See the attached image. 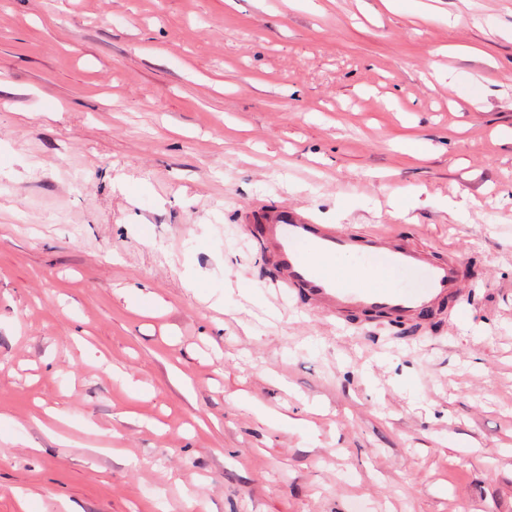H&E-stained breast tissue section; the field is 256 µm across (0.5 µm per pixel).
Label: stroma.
<instances>
[{
    "instance_id": "obj_1",
    "label": "stroma",
    "mask_w": 512,
    "mask_h": 512,
    "mask_svg": "<svg viewBox=\"0 0 512 512\" xmlns=\"http://www.w3.org/2000/svg\"><path fill=\"white\" fill-rule=\"evenodd\" d=\"M461 262L345 331L278 205ZM512 512V0H0V512Z\"/></svg>"
}]
</instances>
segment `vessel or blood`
<instances>
[{"instance_id":"vessel-or-blood-1","label":"vessel or blood","mask_w":512,"mask_h":512,"mask_svg":"<svg viewBox=\"0 0 512 512\" xmlns=\"http://www.w3.org/2000/svg\"><path fill=\"white\" fill-rule=\"evenodd\" d=\"M254 237L279 266L290 292L307 294L340 325L353 313L403 320L441 309L457 296L463 279L452 253L435 258L374 229L345 233L293 208L265 212ZM339 257L353 260L365 280L323 268V261Z\"/></svg>"}]
</instances>
